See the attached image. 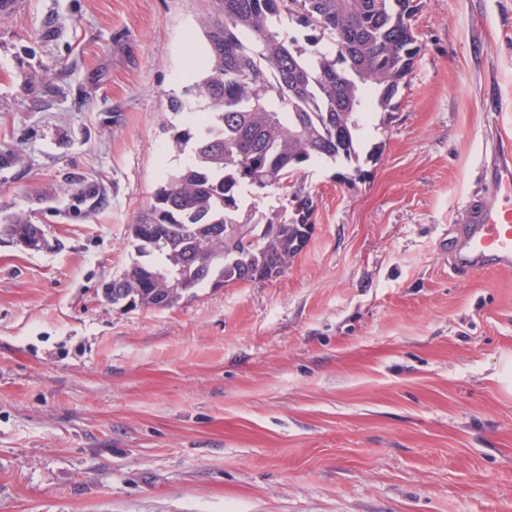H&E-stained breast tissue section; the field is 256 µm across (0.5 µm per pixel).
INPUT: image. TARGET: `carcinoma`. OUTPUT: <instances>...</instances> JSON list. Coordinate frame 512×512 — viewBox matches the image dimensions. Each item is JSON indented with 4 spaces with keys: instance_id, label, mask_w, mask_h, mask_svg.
<instances>
[{
    "instance_id": "carcinoma-1",
    "label": "carcinoma",
    "mask_w": 512,
    "mask_h": 512,
    "mask_svg": "<svg viewBox=\"0 0 512 512\" xmlns=\"http://www.w3.org/2000/svg\"><path fill=\"white\" fill-rule=\"evenodd\" d=\"M202 25L207 55L203 76L171 100L175 112L202 113L196 133H177L171 148L189 151L190 162L173 171L154 192V204L139 223L151 224L170 238L191 233L206 237L202 224H249L252 210L240 212V189L260 195L269 188L288 189L314 159H342L361 176L365 150L360 132L369 107L397 108L420 51L412 23V0H204ZM309 30L306 46L280 24L281 16ZM334 52L314 49L324 38ZM360 98L363 110L349 111ZM272 215L280 237L260 247L231 254V273L256 271L269 279L288 269L297 254L304 217ZM124 272L128 292L140 306L158 308L149 291L136 287L142 266L175 273L178 261L164 248L143 253ZM227 248L224 238L209 239L195 255L205 264Z\"/></svg>"
}]
</instances>
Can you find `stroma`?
<instances>
[{
    "label": "stroma",
    "instance_id": "obj_1",
    "mask_svg": "<svg viewBox=\"0 0 512 512\" xmlns=\"http://www.w3.org/2000/svg\"><path fill=\"white\" fill-rule=\"evenodd\" d=\"M363 178L315 160L282 275L116 309L129 227L188 153L203 0L0 15V512H512V272L455 274L512 155V0H418ZM39 225L42 249L11 239ZM102 292L105 297L109 296L112 303H114L113 305L118 306L119 309H127L133 307V298L128 297L125 293L122 275L105 283L102 286Z\"/></svg>",
    "mask_w": 512,
    "mask_h": 512
}]
</instances>
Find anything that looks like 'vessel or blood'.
<instances>
[{
	"label": "vessel or blood",
	"instance_id": "vessel-or-blood-1",
	"mask_svg": "<svg viewBox=\"0 0 512 512\" xmlns=\"http://www.w3.org/2000/svg\"><path fill=\"white\" fill-rule=\"evenodd\" d=\"M460 233L461 271L486 259L497 269L512 270V157L502 156L489 189L470 199Z\"/></svg>",
	"mask_w": 512,
	"mask_h": 512
}]
</instances>
